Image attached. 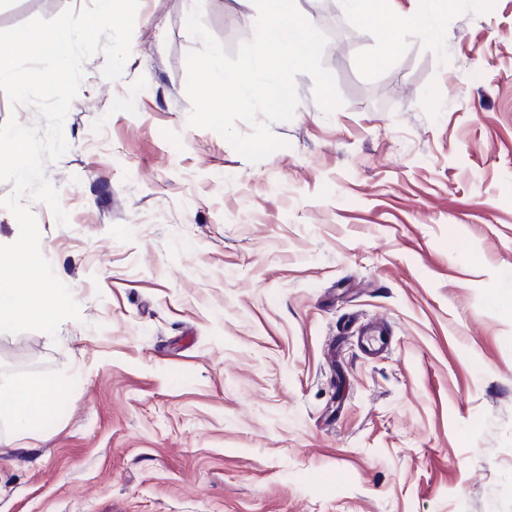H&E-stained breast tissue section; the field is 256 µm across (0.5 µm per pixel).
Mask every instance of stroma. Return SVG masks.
<instances>
[{
  "label": "stroma",
  "instance_id": "stroma-1",
  "mask_svg": "<svg viewBox=\"0 0 512 512\" xmlns=\"http://www.w3.org/2000/svg\"><path fill=\"white\" fill-rule=\"evenodd\" d=\"M197 2L252 38L254 0H140L121 76L84 65L69 223L30 205L81 317L0 332V394L57 404L21 437L0 407V512H512V0H387L398 33L297 0L342 103L297 75L257 163L187 123ZM89 3L0 0V30Z\"/></svg>",
  "mask_w": 512,
  "mask_h": 512
}]
</instances>
